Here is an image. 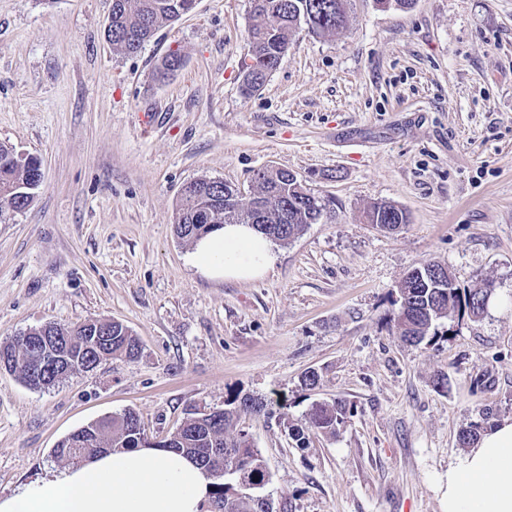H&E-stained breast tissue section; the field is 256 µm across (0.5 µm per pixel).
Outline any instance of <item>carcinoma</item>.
Returning <instances> with one entry per match:
<instances>
[{
	"label": "carcinoma",
	"mask_w": 512,
	"mask_h": 512,
	"mask_svg": "<svg viewBox=\"0 0 512 512\" xmlns=\"http://www.w3.org/2000/svg\"><path fill=\"white\" fill-rule=\"evenodd\" d=\"M350 0H251L249 16V62L244 64L243 91L253 93L261 88L267 76L277 68L288 50L290 38L301 28L325 36L344 28ZM195 0H112L107 36L112 48L125 54L138 52L155 34L160 24L172 21L190 12ZM42 172L34 158H20L13 149L0 145V216L6 210L25 209L39 187ZM332 201L316 195L306 181L288 170L263 168L253 175V199L245 205L233 198V190L222 181L201 178L187 184L181 194L176 233L179 238L194 242L219 224H259L258 232L267 238L284 233L293 238L306 225L316 224ZM366 224L400 225L408 223L407 213L390 203L370 205L362 215ZM432 277L407 276L401 283L398 305L393 320L401 338L413 344L431 342L439 335L436 323L462 315L476 317L483 309L481 301L491 297L493 288L463 293L446 281L437 287ZM112 331V356L133 360L139 356L138 339L121 323L109 324ZM47 333L63 342L75 344L74 358L81 362L71 371L84 370L89 358H80V346L91 340L92 333L76 323L61 326L48 325ZM7 357L10 371L22 381L36 388L27 369L28 348L17 336L0 345V356ZM270 414L266 401L238 393L228 396L224 408L199 418L194 413L183 426L171 432L160 442L163 449L182 452L194 459L203 469H212L218 477L212 479L210 500L219 512H267L266 502L247 500L233 494L235 480L265 486L269 473L263 458L255 448L248 432H232L241 413ZM351 413L342 399L329 404L311 405L305 425L287 424L289 435L300 447L306 446V432L315 431L325 436L336 435ZM81 431L97 436V445L83 444L70 447L66 456L52 452L56 460L78 463L100 452L99 445L109 441L112 448H140L145 440L139 416L125 411L96 420Z\"/></svg>",
	"instance_id": "cac0c4a2"
}]
</instances>
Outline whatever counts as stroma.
I'll list each match as a JSON object with an SVG mask.
<instances>
[{
    "label": "stroma",
    "instance_id": "1",
    "mask_svg": "<svg viewBox=\"0 0 512 512\" xmlns=\"http://www.w3.org/2000/svg\"><path fill=\"white\" fill-rule=\"evenodd\" d=\"M111 10L0 0V144L42 172L0 223V344L98 319L141 345L46 391L0 370V494L58 469L52 449L91 421L131 409L156 440L241 392L273 405L237 426L274 512H442L459 430L487 409L512 418V0H352L343 29L297 34L251 95L250 0H196L134 54L109 43ZM174 51L180 68L160 75ZM266 167L334 211L274 242L265 277L205 276L175 233L183 188L247 190ZM381 201L409 223H363ZM429 261L494 291L480 318L410 346L393 302ZM339 399L354 409L336 436L298 447L285 421Z\"/></svg>",
    "mask_w": 512,
    "mask_h": 512
}]
</instances>
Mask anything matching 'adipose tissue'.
<instances>
[{
	"label": "adipose tissue",
	"mask_w": 512,
	"mask_h": 512,
	"mask_svg": "<svg viewBox=\"0 0 512 512\" xmlns=\"http://www.w3.org/2000/svg\"><path fill=\"white\" fill-rule=\"evenodd\" d=\"M195 258L203 274L227 281L259 278L275 261L269 239L246 224L203 236ZM210 485L180 453L118 449L0 495V512H205ZM442 502V512H512V418L491 424L449 464Z\"/></svg>",
	"instance_id": "ef3b65f1"
}]
</instances>
